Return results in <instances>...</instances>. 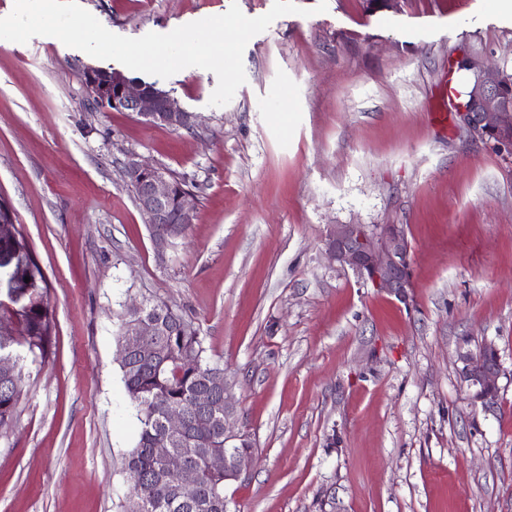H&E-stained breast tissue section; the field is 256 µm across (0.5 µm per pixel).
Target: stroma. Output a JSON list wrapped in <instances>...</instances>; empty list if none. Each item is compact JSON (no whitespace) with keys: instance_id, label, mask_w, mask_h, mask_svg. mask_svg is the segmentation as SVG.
I'll use <instances>...</instances> for the list:
<instances>
[{"instance_id":"35a3bbf8","label":"stroma","mask_w":512,"mask_h":512,"mask_svg":"<svg viewBox=\"0 0 512 512\" xmlns=\"http://www.w3.org/2000/svg\"><path fill=\"white\" fill-rule=\"evenodd\" d=\"M319 1L250 39L227 105H210L208 70L158 79L189 130L95 108L81 71L115 61L0 40V199L55 321L0 438V512H120L139 421L113 333L145 300L192 317L233 383L253 448L227 512H512V158L461 125L467 76L448 73L463 49L512 73V18L489 0ZM79 3L137 38L273 0ZM130 153L192 188L194 221L162 257ZM333 224L404 225L409 303L329 263ZM487 341L505 370L490 409L459 359Z\"/></svg>"}]
</instances>
